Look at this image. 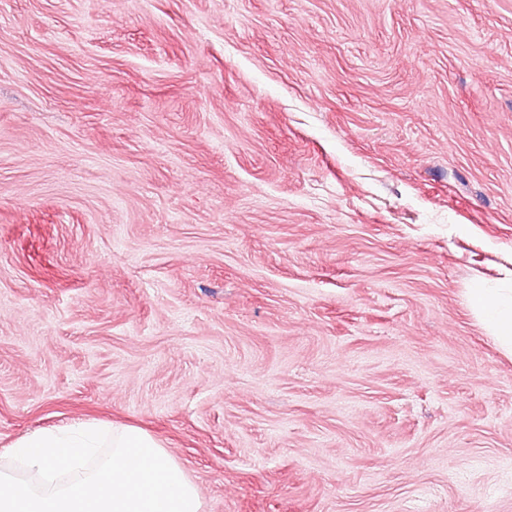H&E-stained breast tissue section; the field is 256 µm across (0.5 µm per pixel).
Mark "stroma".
Instances as JSON below:
<instances>
[{"instance_id": "obj_1", "label": "stroma", "mask_w": 512, "mask_h": 512, "mask_svg": "<svg viewBox=\"0 0 512 512\" xmlns=\"http://www.w3.org/2000/svg\"><path fill=\"white\" fill-rule=\"evenodd\" d=\"M512 0H0V464L138 426L204 512H512ZM470 292L474 314L496 337L500 347L512 354V289L479 282Z\"/></svg>"}]
</instances>
